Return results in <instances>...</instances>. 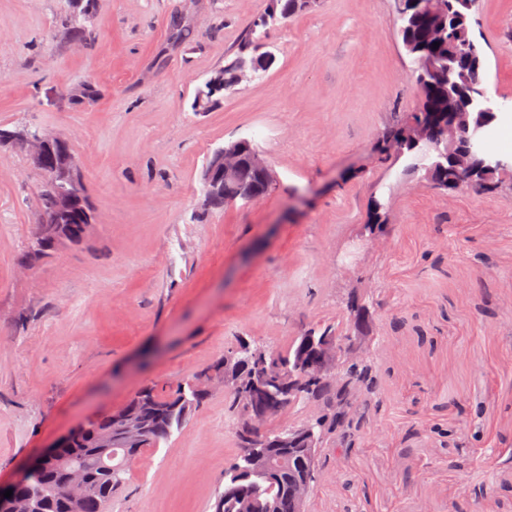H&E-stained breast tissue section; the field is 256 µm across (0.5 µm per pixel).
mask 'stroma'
<instances>
[{
  "instance_id": "stroma-1",
  "label": "stroma",
  "mask_w": 512,
  "mask_h": 512,
  "mask_svg": "<svg viewBox=\"0 0 512 512\" xmlns=\"http://www.w3.org/2000/svg\"><path fill=\"white\" fill-rule=\"evenodd\" d=\"M0 0V127H42L81 167L94 227L26 257L41 174L0 146V489L137 390L282 348L357 294L378 376L358 437L323 448L305 512H512V189L443 193L378 154L414 112L393 0H317L267 28L268 0ZM481 79L512 109V0L472 19ZM257 32L275 64L206 112L198 87ZM92 84L93 99L70 97ZM246 139L271 197L203 206L201 174ZM386 218L355 249L374 202ZM228 392L128 466L105 512H211L240 455Z\"/></svg>"
}]
</instances>
